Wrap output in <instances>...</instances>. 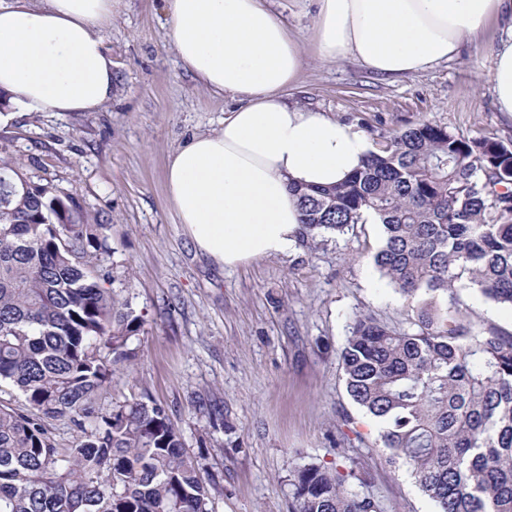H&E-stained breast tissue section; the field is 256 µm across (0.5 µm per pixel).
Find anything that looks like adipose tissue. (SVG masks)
<instances>
[{"mask_svg": "<svg viewBox=\"0 0 512 512\" xmlns=\"http://www.w3.org/2000/svg\"><path fill=\"white\" fill-rule=\"evenodd\" d=\"M120 0H0V124L16 112H95L116 83L106 49ZM313 40L325 61L353 60L385 78L457 58L500 22L490 75L512 115V0H314ZM183 67L231 97L219 130L168 160L166 186L197 249L225 267L288 252L301 211L293 187L344 180L371 150L363 131L288 103L306 58L267 0H167Z\"/></svg>", "mask_w": 512, "mask_h": 512, "instance_id": "obj_1", "label": "adipose tissue"}]
</instances>
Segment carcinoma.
<instances>
[{"instance_id": "obj_1", "label": "carcinoma", "mask_w": 512, "mask_h": 512, "mask_svg": "<svg viewBox=\"0 0 512 512\" xmlns=\"http://www.w3.org/2000/svg\"><path fill=\"white\" fill-rule=\"evenodd\" d=\"M299 239L373 215V260L409 303L408 326L354 319L345 388L434 512H512V334L476 331L460 287L512 308V150L422 121L344 181L293 188ZM88 206L0 159V512H212L201 458L142 396L99 405L136 359L144 315L118 299L115 254ZM75 433L56 443L51 422ZM293 512H386L367 474L317 463L288 479Z\"/></svg>"}]
</instances>
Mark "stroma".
I'll return each mask as SVG.
<instances>
[{"label":"stroma","mask_w":512,"mask_h":512,"mask_svg":"<svg viewBox=\"0 0 512 512\" xmlns=\"http://www.w3.org/2000/svg\"><path fill=\"white\" fill-rule=\"evenodd\" d=\"M270 7L306 55L289 102L355 124L376 147L421 121L512 145V119L486 80L497 21L458 58L383 79L349 60H319L313 17L298 0ZM107 46L118 87L99 111L20 112L0 126V158L53 179L109 225L125 270L118 295L145 314L135 365L104 404L131 395L162 403L188 453L216 479L213 512H291L288 479L308 462L363 467L388 512H433L408 467L387 462L341 378L340 351L357 316L408 325V302L373 263L380 226L236 268L203 255L168 199L166 166L193 135L217 130L233 102L180 65L166 0H121ZM457 298L476 329L512 334L511 308L468 287Z\"/></svg>","instance_id":"35a3bbf8"}]
</instances>
